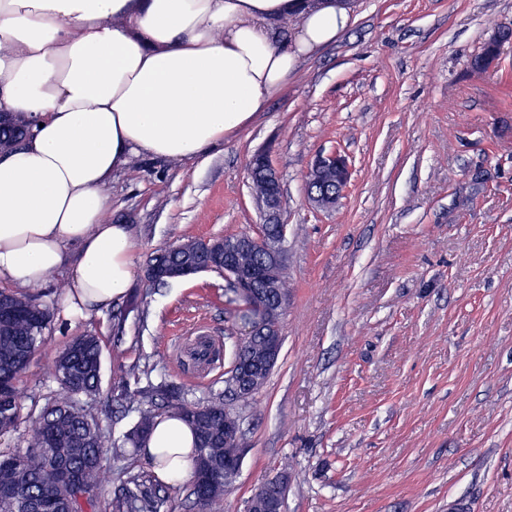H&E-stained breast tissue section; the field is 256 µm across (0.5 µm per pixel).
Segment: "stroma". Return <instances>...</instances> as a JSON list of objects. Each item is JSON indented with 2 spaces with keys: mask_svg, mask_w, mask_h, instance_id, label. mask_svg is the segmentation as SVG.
I'll use <instances>...</instances> for the list:
<instances>
[{
  "mask_svg": "<svg viewBox=\"0 0 512 512\" xmlns=\"http://www.w3.org/2000/svg\"><path fill=\"white\" fill-rule=\"evenodd\" d=\"M352 14L206 163L138 156L113 172L107 217L131 228L140 307L66 315V275L50 276L47 339L19 389L44 405L58 353L87 331L102 344L89 410L112 437L137 419L118 368L192 401L222 388L241 336L223 275L157 287L145 270L187 239L257 233L248 163L263 151L284 188V342L233 405L245 452L220 512H245L280 473L284 512H512V42L488 72L469 67L512 26V0H352ZM333 150L352 178L322 211L307 174ZM201 336L220 356L189 364Z\"/></svg>",
  "mask_w": 512,
  "mask_h": 512,
  "instance_id": "stroma-1",
  "label": "stroma"
}]
</instances>
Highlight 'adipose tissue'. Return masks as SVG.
I'll use <instances>...</instances> for the list:
<instances>
[{
  "mask_svg": "<svg viewBox=\"0 0 512 512\" xmlns=\"http://www.w3.org/2000/svg\"><path fill=\"white\" fill-rule=\"evenodd\" d=\"M292 16L290 45L274 36ZM352 23L345 0H0V112L30 135L0 155V283L28 291L66 272L65 310L122 301L135 263L128 225L106 219L112 174L134 156L201 157L247 128L299 59ZM194 435L159 421L147 448Z\"/></svg>",
  "mask_w": 512,
  "mask_h": 512,
  "instance_id": "ef3b65f1",
  "label": "adipose tissue"
}]
</instances>
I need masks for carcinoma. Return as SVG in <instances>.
Listing matches in <instances>:
<instances>
[{
	"mask_svg": "<svg viewBox=\"0 0 512 512\" xmlns=\"http://www.w3.org/2000/svg\"><path fill=\"white\" fill-rule=\"evenodd\" d=\"M512 39V28L498 29L485 44L482 52L470 60V67L486 71L494 66L502 41ZM26 134L24 120L14 118L13 124L0 128V144L8 147L19 143ZM195 256L191 240L165 247L152 261L160 265L183 263ZM0 301L10 307L11 313L0 315V435L9 434L31 419L26 448H0V489L11 487L12 496L0 493V512H22L18 501L55 506L52 512H99V492L106 473L105 455H125L128 448H139L151 467L171 458L165 452L152 454L145 442L165 416L182 419L194 430L192 462L205 461L208 473L205 507L216 509L233 484L237 471L224 470V406L228 398L222 389L204 400L189 401L182 386L164 378L130 389L123 386L120 400L135 408L138 420L121 439L107 438L96 418L88 410V403L99 394L102 347L97 336L84 333L75 336L59 353L54 364V378L58 384L56 396L38 411H25L19 398L18 381L32 357L45 343V331L50 322V311L40 296L0 289ZM263 337L242 339L235 347L231 365L224 372L229 376L238 370V364L261 354ZM51 458L67 460L74 472L71 481L59 485L49 471ZM121 487L107 504L110 512H163L167 499L160 495L155 475L150 471H126L120 477Z\"/></svg>",
	"mask_w": 512,
	"mask_h": 512,
	"instance_id": "cac0c4a2",
	"label": "carcinoma"
}]
</instances>
